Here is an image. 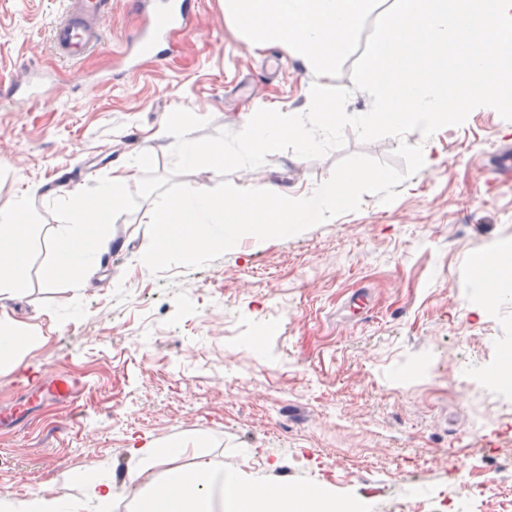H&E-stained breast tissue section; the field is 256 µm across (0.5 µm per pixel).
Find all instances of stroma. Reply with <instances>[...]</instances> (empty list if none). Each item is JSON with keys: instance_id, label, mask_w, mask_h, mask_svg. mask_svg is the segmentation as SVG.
Wrapping results in <instances>:
<instances>
[{"instance_id": "35a3bbf8", "label": "stroma", "mask_w": 512, "mask_h": 512, "mask_svg": "<svg viewBox=\"0 0 512 512\" xmlns=\"http://www.w3.org/2000/svg\"><path fill=\"white\" fill-rule=\"evenodd\" d=\"M113 2L106 45L63 60L49 39L64 0H0V89L31 74L43 83L24 106L0 105V210L35 189L30 291L13 308L46 341L25 373L85 382L74 403L0 432V495L73 488L99 463L117 476L133 464L131 444L201 436L216 465L250 482L319 484L394 512L408 483L448 486L450 458L475 462L476 481L512 458V412H489L494 391L463 381L512 349V300L471 297L512 283V268L484 281L472 272L512 239V174L492 166L512 146V121L491 107L428 140L409 133L408 144L430 141L438 162L398 185L392 203L366 194L360 210L301 233L245 236L203 267L155 275L136 260L149 243L145 199L116 220L95 275L43 283L45 243L70 222L72 195L95 192L171 111L205 118L198 138L236 132L259 99L303 112L312 80L281 48L238 39L223 0H197L193 29L172 32L164 58L127 74V40L147 17L135 0ZM397 145L350 132L322 157L285 150L229 180L311 190L345 156L387 160ZM358 291L371 306L355 317ZM51 311L63 321L50 324ZM483 411L484 437H469Z\"/></svg>"}]
</instances>
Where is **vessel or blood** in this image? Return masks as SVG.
<instances>
[{
  "mask_svg": "<svg viewBox=\"0 0 512 512\" xmlns=\"http://www.w3.org/2000/svg\"><path fill=\"white\" fill-rule=\"evenodd\" d=\"M136 6L147 15L148 24L133 40L135 56L155 53L171 30L192 28L189 0H136ZM111 9L112 0H67L64 16L52 27L54 51L68 59H79L98 49L106 37ZM79 387V381L67 372L50 373L19 403L0 411V428L23 431L39 402H73Z\"/></svg>",
  "mask_w": 512,
  "mask_h": 512,
  "instance_id": "1",
  "label": "vessel or blood"
}]
</instances>
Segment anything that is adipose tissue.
<instances>
[{
  "mask_svg": "<svg viewBox=\"0 0 512 512\" xmlns=\"http://www.w3.org/2000/svg\"><path fill=\"white\" fill-rule=\"evenodd\" d=\"M141 166L140 158L116 169L89 197L74 201L72 223L50 235L49 261L40 276L45 285L62 278L81 280L101 264L109 243L100 230L123 210V188ZM32 226L26 198L0 212V376L11 375L25 365L39 347L41 337L29 324L16 320L10 302L25 297L30 280L26 257ZM193 439L159 443L150 441L131 449L136 466L128 471L123 485H115L107 472L85 480L80 493L63 489L30 499H0V512H87L88 507L107 512L117 501H125L128 512H288V496L313 497L310 489L289 490L288 486L267 487L247 484L225 474L196 454L190 468L175 467V460L187 454Z\"/></svg>",
  "mask_w": 512,
  "mask_h": 512,
  "instance_id": "obj_1",
  "label": "adipose tissue"
}]
</instances>
